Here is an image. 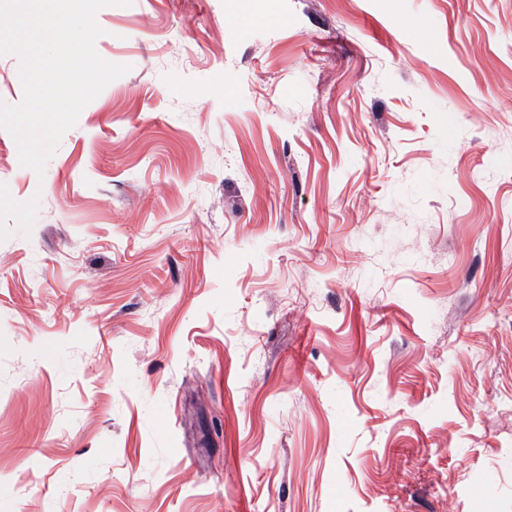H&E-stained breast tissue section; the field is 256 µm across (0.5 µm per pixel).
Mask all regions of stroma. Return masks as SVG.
Listing matches in <instances>:
<instances>
[{
  "instance_id": "1",
  "label": "stroma",
  "mask_w": 512,
  "mask_h": 512,
  "mask_svg": "<svg viewBox=\"0 0 512 512\" xmlns=\"http://www.w3.org/2000/svg\"><path fill=\"white\" fill-rule=\"evenodd\" d=\"M0 242V512H512V0H133Z\"/></svg>"
}]
</instances>
